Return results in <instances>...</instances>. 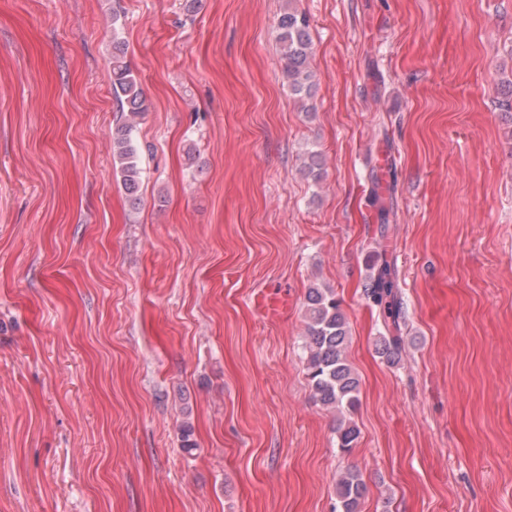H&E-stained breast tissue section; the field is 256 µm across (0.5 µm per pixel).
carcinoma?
Listing matches in <instances>:
<instances>
[{
	"mask_svg": "<svg viewBox=\"0 0 512 512\" xmlns=\"http://www.w3.org/2000/svg\"><path fill=\"white\" fill-rule=\"evenodd\" d=\"M120 15L112 13V96L122 113V123L112 129L113 159L120 165L121 185L132 206L141 201V170L138 148L133 139L136 119L146 111L142 88L126 60L122 41ZM277 42L285 62V77L291 95L304 102L312 99L319 85L317 72L311 66L312 38L307 15L293 6L286 7L277 23ZM322 157L310 151L303 162L307 178L322 177ZM364 297L378 311L386 331L396 330L401 307L396 284V271L384 261L372 268L364 286ZM305 352L306 376L315 404L336 414V445L347 454L355 447L360 431L352 419L359 404L360 380L349 363L346 350L349 327L341 302L331 288L313 285L306 299ZM376 351L388 364L400 361L403 344L398 335L379 336ZM367 486L359 470L349 467L336 480L334 512H359Z\"/></svg>",
	"mask_w": 512,
	"mask_h": 512,
	"instance_id": "1",
	"label": "carcinoma"
}]
</instances>
